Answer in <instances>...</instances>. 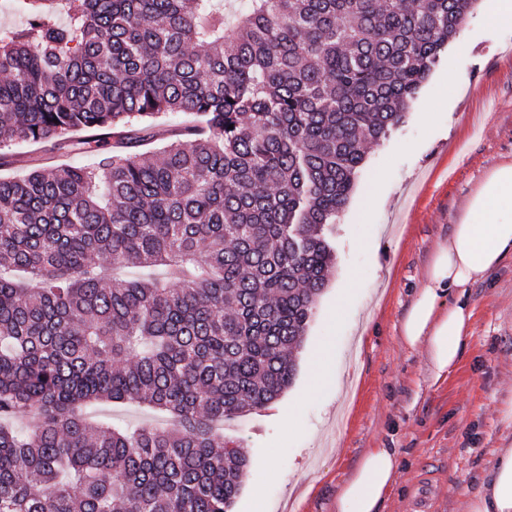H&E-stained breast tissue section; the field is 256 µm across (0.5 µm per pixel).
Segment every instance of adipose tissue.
I'll return each instance as SVG.
<instances>
[{
    "mask_svg": "<svg viewBox=\"0 0 512 512\" xmlns=\"http://www.w3.org/2000/svg\"><path fill=\"white\" fill-rule=\"evenodd\" d=\"M509 256L512 165H504L487 178L461 224L435 252L401 324L407 345H427L434 380H445L459 366L473 322L467 302L448 304L445 296L485 278ZM398 464L394 449H368L343 481L336 512H382ZM466 512H512V445L492 450L478 488L466 498Z\"/></svg>",
    "mask_w": 512,
    "mask_h": 512,
    "instance_id": "adipose-tissue-1",
    "label": "adipose tissue"
}]
</instances>
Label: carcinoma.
<instances>
[{
	"instance_id": "1",
	"label": "carcinoma",
	"mask_w": 512,
	"mask_h": 512,
	"mask_svg": "<svg viewBox=\"0 0 512 512\" xmlns=\"http://www.w3.org/2000/svg\"><path fill=\"white\" fill-rule=\"evenodd\" d=\"M11 2L0 143L95 160L0 177V512H232L217 424L291 385L368 145L477 0ZM98 414L131 425H137L147 420L163 423L162 419L150 410L132 404L101 405Z\"/></svg>"
}]
</instances>
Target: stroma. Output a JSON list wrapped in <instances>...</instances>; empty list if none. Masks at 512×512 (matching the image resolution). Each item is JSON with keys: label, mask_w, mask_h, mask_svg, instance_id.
I'll use <instances>...</instances> for the list:
<instances>
[{"label": "stroma", "mask_w": 512, "mask_h": 512, "mask_svg": "<svg viewBox=\"0 0 512 512\" xmlns=\"http://www.w3.org/2000/svg\"><path fill=\"white\" fill-rule=\"evenodd\" d=\"M479 0L387 138L372 146L335 225L336 267L296 353L291 386L268 408L225 422L251 463L234 512H336L344 479L370 448L400 467L383 512H465L492 449L512 441V259L465 297L474 309L462 364L434 382L426 345L400 327L439 244L461 223L489 172L512 163V21L488 23ZM84 164L49 140L0 151V174ZM354 297L341 323L325 311L346 278ZM333 350L334 386L301 396L306 357ZM296 407L299 426L283 420Z\"/></svg>", "instance_id": "1"}]
</instances>
